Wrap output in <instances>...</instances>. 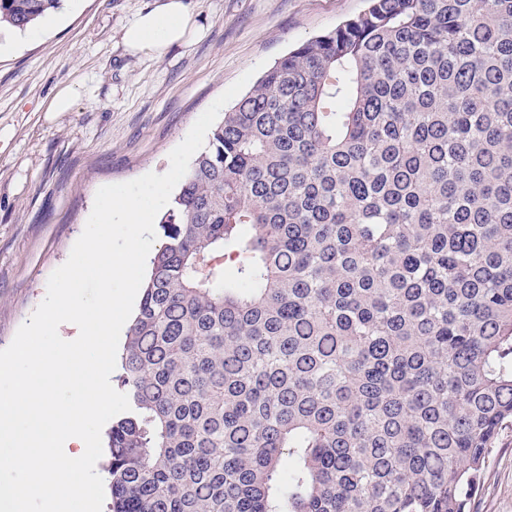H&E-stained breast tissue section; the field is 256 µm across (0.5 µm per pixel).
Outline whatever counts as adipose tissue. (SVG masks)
<instances>
[{"mask_svg":"<svg viewBox=\"0 0 512 512\" xmlns=\"http://www.w3.org/2000/svg\"><path fill=\"white\" fill-rule=\"evenodd\" d=\"M198 29L186 0H156L123 30L129 53L159 55L178 43L190 42Z\"/></svg>","mask_w":512,"mask_h":512,"instance_id":"obj_1","label":"adipose tissue"}]
</instances>
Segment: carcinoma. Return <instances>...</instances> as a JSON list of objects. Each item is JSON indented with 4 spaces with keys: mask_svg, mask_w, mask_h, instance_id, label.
Segmentation results:
<instances>
[{
    "mask_svg": "<svg viewBox=\"0 0 512 512\" xmlns=\"http://www.w3.org/2000/svg\"><path fill=\"white\" fill-rule=\"evenodd\" d=\"M159 230L110 512H470L512 422V0H369L302 43Z\"/></svg>",
    "mask_w": 512,
    "mask_h": 512,
    "instance_id": "obj_1",
    "label": "carcinoma"
}]
</instances>
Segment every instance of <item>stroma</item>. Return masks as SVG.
Masks as SVG:
<instances>
[{"instance_id": "obj_1", "label": "stroma", "mask_w": 512, "mask_h": 512, "mask_svg": "<svg viewBox=\"0 0 512 512\" xmlns=\"http://www.w3.org/2000/svg\"><path fill=\"white\" fill-rule=\"evenodd\" d=\"M199 38L130 54L122 32L155 0H81L37 41L0 55V349L68 259L101 186L164 173L197 118L259 61L360 13L365 0H187ZM66 87L67 112L47 106ZM471 512H512V424L500 430Z\"/></svg>"}]
</instances>
